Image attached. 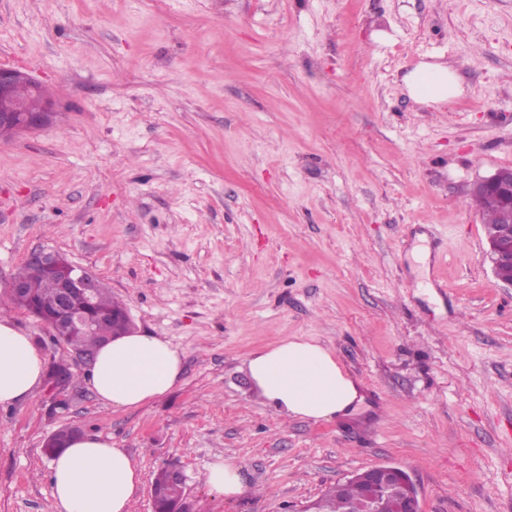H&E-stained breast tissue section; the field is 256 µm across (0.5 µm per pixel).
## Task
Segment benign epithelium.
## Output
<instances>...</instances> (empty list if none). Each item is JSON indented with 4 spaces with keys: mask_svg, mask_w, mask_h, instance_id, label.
<instances>
[{
    "mask_svg": "<svg viewBox=\"0 0 512 512\" xmlns=\"http://www.w3.org/2000/svg\"><path fill=\"white\" fill-rule=\"evenodd\" d=\"M24 85L28 96L20 99L15 89ZM42 84L30 72L20 66L0 65V139L26 131H38L51 127L57 115L56 101L45 97ZM473 198L490 196L498 204L500 216L495 235H486L485 257L491 264L495 277L512 287V166H504L480 178L469 189ZM27 264L41 270L56 282L58 292L55 303L42 305L29 291L24 279L15 276L9 283L10 292L18 306L47 327L54 343L69 345L72 338L95 330H103L117 321L125 325L124 333L133 331L127 308L121 304L112 310L97 307L95 298L103 288L102 283L82 267L54 250L39 249L27 258ZM74 376L66 362L53 364L46 376V392L52 397L55 408L67 410L68 400L61 392ZM82 431L66 426L52 433L44 444L45 453L64 447ZM164 482H153L151 498L153 512H194L188 493L175 500L166 495L165 485H186V476L175 463L162 467ZM351 481L365 490L363 512H377L381 501L392 504V512H422L419 494L409 474L399 466L381 464L355 473Z\"/></svg>",
    "mask_w": 512,
    "mask_h": 512,
    "instance_id": "benign-epithelium-1",
    "label": "benign epithelium"
}]
</instances>
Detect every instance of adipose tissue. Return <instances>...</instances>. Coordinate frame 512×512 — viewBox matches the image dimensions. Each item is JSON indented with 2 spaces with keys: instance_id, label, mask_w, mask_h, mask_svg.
Masks as SVG:
<instances>
[{
  "instance_id": "adipose-tissue-1",
  "label": "adipose tissue",
  "mask_w": 512,
  "mask_h": 512,
  "mask_svg": "<svg viewBox=\"0 0 512 512\" xmlns=\"http://www.w3.org/2000/svg\"><path fill=\"white\" fill-rule=\"evenodd\" d=\"M410 94L425 102L458 96L448 67L423 63L407 77ZM183 350L168 339L135 332L98 351L90 384L103 403L136 408L169 393L181 380ZM46 357L31 336L0 320V406L29 399L42 383ZM250 378L263 400L291 416L311 420L350 413L359 399L353 376L326 346L301 338L253 353ZM139 475L124 449L85 434L57 452L51 463L50 497L57 512H130Z\"/></svg>"
}]
</instances>
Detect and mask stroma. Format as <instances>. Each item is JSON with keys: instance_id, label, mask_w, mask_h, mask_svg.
I'll return each mask as SVG.
<instances>
[{"instance_id": "stroma-1", "label": "stroma", "mask_w": 512, "mask_h": 512, "mask_svg": "<svg viewBox=\"0 0 512 512\" xmlns=\"http://www.w3.org/2000/svg\"><path fill=\"white\" fill-rule=\"evenodd\" d=\"M450 65L461 94L412 99ZM0 64L58 104L0 142V314L70 363L0 406V512H54L45 439L112 440L151 483L179 463L195 512H301L380 463L423 512H512V288L483 256L471 184L512 165V0H0ZM185 352L166 396L101 402L87 366L9 302L37 249ZM303 337L358 381L353 415L264 404L248 357ZM236 465L225 499L209 464ZM410 94L425 102L448 101L461 93L456 74L448 67L422 63L407 76ZM75 374L71 370V365L66 362L54 363L46 376V392L52 397L55 409L67 410L68 400L61 397V392L72 381ZM206 481L215 491L227 498L237 497L246 489L239 469L224 459H218L210 465Z\"/></svg>"}]
</instances>
